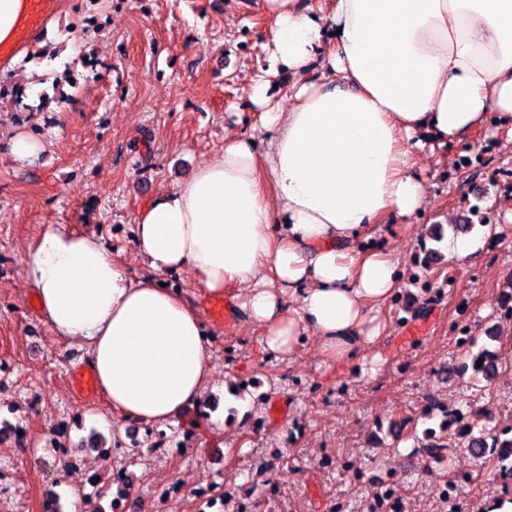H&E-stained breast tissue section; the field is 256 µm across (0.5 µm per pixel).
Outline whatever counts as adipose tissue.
Listing matches in <instances>:
<instances>
[{"instance_id":"adipose-tissue-1","label":"adipose tissue","mask_w":512,"mask_h":512,"mask_svg":"<svg viewBox=\"0 0 512 512\" xmlns=\"http://www.w3.org/2000/svg\"><path fill=\"white\" fill-rule=\"evenodd\" d=\"M273 23L271 68L251 79L257 132L229 136L213 161L157 193L136 216V278L94 236L47 226L30 249V285L45 323L83 340L113 416L172 423L201 406L212 332L161 277L183 267L201 291L237 288L236 310L265 350L291 356L314 333L333 363L364 360L399 290L388 241L373 224L425 211L428 150L477 137L512 147V0H261ZM294 80L286 102L269 89ZM479 235L447 239L478 263L512 224V206Z\"/></svg>"}]
</instances>
